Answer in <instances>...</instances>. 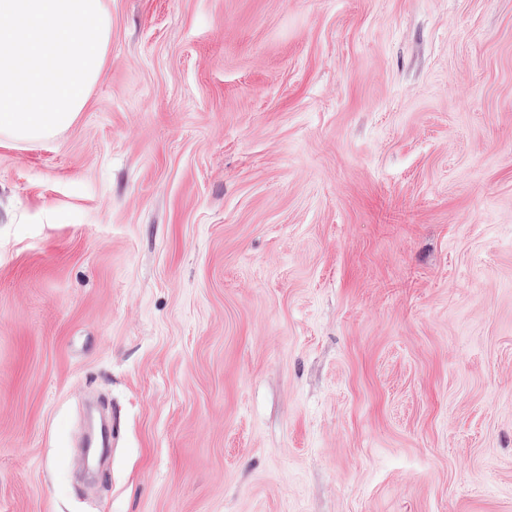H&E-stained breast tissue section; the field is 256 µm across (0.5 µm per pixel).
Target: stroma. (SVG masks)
Returning <instances> with one entry per match:
<instances>
[{
    "label": "stroma",
    "mask_w": 512,
    "mask_h": 512,
    "mask_svg": "<svg viewBox=\"0 0 512 512\" xmlns=\"http://www.w3.org/2000/svg\"><path fill=\"white\" fill-rule=\"evenodd\" d=\"M104 6L0 138V512H512V0Z\"/></svg>",
    "instance_id": "35a3bbf8"
}]
</instances>
